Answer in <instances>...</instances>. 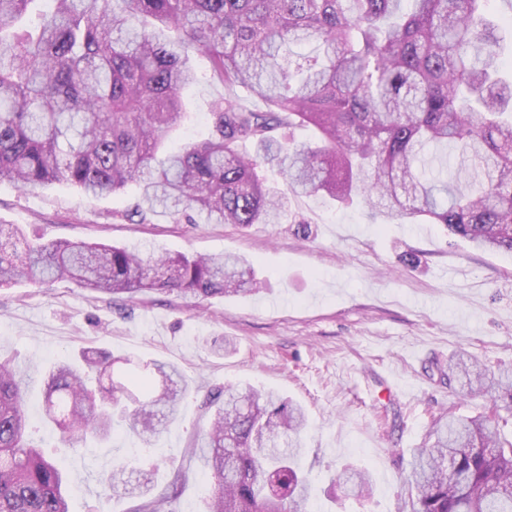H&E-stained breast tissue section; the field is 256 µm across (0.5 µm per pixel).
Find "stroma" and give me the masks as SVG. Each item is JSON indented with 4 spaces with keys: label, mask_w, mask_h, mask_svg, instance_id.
<instances>
[{
    "label": "stroma",
    "mask_w": 512,
    "mask_h": 512,
    "mask_svg": "<svg viewBox=\"0 0 512 512\" xmlns=\"http://www.w3.org/2000/svg\"><path fill=\"white\" fill-rule=\"evenodd\" d=\"M199 80L185 93L191 117L171 147L206 136L209 103L224 86L196 56ZM135 187L92 198L67 183L22 191L0 183V224L29 238L192 254L235 253L253 263L263 291L195 307L173 294L141 292L110 301L68 282L0 289V360L31 364L23 390L28 433L68 478L70 512H135L142 498L101 499L100 477L129 461L150 496L172 497L173 512H200L205 477L195 444L208 415L205 399L227 385L261 387L301 404L304 466L314 512H396L410 454L433 415H472L451 358L494 368L512 363V255L481 251L441 225L388 220L328 197L292 196L278 224H190L167 215L129 220ZM310 226L309 239L294 231ZM414 251L411 268L398 255ZM223 340L226 351L211 344ZM93 349L180 367L190 388L154 447L116 426L108 441L67 444L44 418L42 369ZM369 472L374 494L362 502L330 495L335 472Z\"/></svg>",
    "instance_id": "obj_1"
}]
</instances>
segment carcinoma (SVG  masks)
<instances>
[{"label": "carcinoma", "mask_w": 512, "mask_h": 512, "mask_svg": "<svg viewBox=\"0 0 512 512\" xmlns=\"http://www.w3.org/2000/svg\"><path fill=\"white\" fill-rule=\"evenodd\" d=\"M0 0V182L27 190L68 183L85 195L137 200L126 216L162 208L209 223L278 224L288 194L362 200L388 219L422 217L480 249L512 254V76L501 73L488 0ZM293 44H313L306 56ZM209 59L225 93L207 138L162 152L185 119L184 91ZM245 87L266 110L247 108ZM315 139L297 144L296 130ZM459 157L455 182L425 169L423 150ZM277 168L286 190L258 169ZM66 280L109 296L175 292L197 300L262 287L235 254L130 251L66 239L0 241V287ZM82 369L50 367L44 417L67 441L110 434L114 418L149 446L187 384L174 364L79 353ZM460 370L471 417H435L415 449L399 512H512V367ZM27 371L0 361V512H69L62 472L27 436ZM197 460L213 485L202 512H311L302 466L306 414L279 394L226 386L210 398ZM122 463L101 478L127 494ZM356 498L367 472L341 470Z\"/></svg>", "instance_id": "cac0c4a2"}]
</instances>
